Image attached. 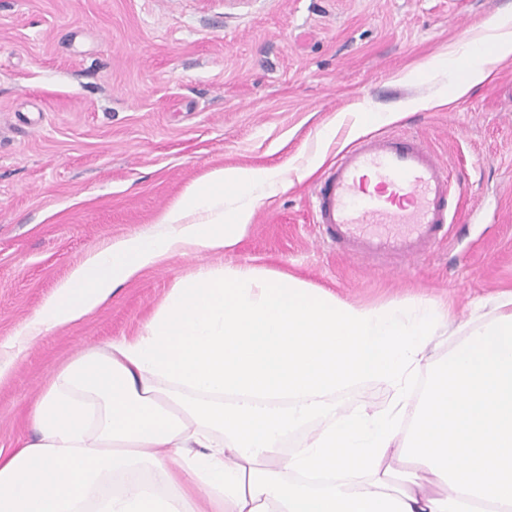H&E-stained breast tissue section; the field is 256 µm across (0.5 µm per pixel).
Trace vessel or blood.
Here are the masks:
<instances>
[{
    "mask_svg": "<svg viewBox=\"0 0 512 512\" xmlns=\"http://www.w3.org/2000/svg\"><path fill=\"white\" fill-rule=\"evenodd\" d=\"M450 169L410 134L342 151L315 186L319 236L350 258L413 259L448 233Z\"/></svg>",
    "mask_w": 512,
    "mask_h": 512,
    "instance_id": "1",
    "label": "vessel or blood"
}]
</instances>
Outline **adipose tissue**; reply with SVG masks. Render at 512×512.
<instances>
[{
	"mask_svg": "<svg viewBox=\"0 0 512 512\" xmlns=\"http://www.w3.org/2000/svg\"><path fill=\"white\" fill-rule=\"evenodd\" d=\"M447 56L466 77L432 108L512 57V18ZM280 183L275 168H216L151 232L90 252L0 346V383L45 331L145 271L233 249ZM497 309L436 357L447 317L428 303L368 308L267 269L201 266L139 335L52 371L34 438L0 452V512H512V292ZM369 379L393 389L388 409L337 408V390Z\"/></svg>",
	"mask_w": 512,
	"mask_h": 512,
	"instance_id": "1",
	"label": "adipose tissue"
}]
</instances>
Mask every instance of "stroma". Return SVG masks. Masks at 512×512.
Here are the masks:
<instances>
[{
	"label": "stroma",
	"instance_id": "stroma-1",
	"mask_svg": "<svg viewBox=\"0 0 512 512\" xmlns=\"http://www.w3.org/2000/svg\"><path fill=\"white\" fill-rule=\"evenodd\" d=\"M512 0H0V345L110 240L157 216L217 166L275 167L286 186L225 255L172 258L85 319L46 332L0 384V450L32 438L50 373L86 347L136 335L175 281L206 264L254 265L354 305L493 315L512 292V58L442 108L447 68L412 73L483 32ZM393 113L370 133L418 135L450 167L447 238L405 264L349 259L317 240L315 156L355 134L342 114ZM370 380L338 407L386 409Z\"/></svg>",
	"mask_w": 512,
	"mask_h": 512
}]
</instances>
